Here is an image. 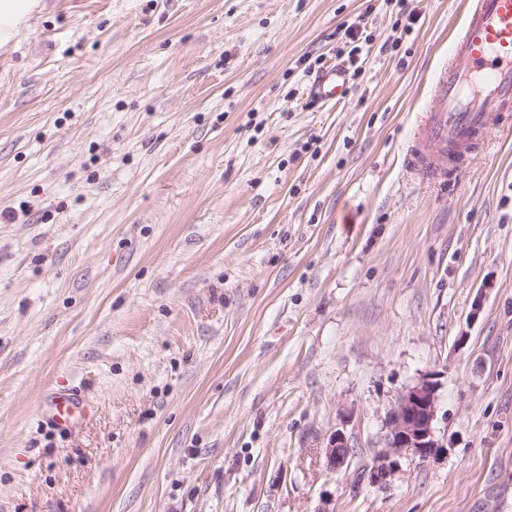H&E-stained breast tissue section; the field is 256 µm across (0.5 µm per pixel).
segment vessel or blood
<instances>
[{
	"label": "vessel or blood",
	"instance_id": "b4317fda",
	"mask_svg": "<svg viewBox=\"0 0 512 512\" xmlns=\"http://www.w3.org/2000/svg\"><path fill=\"white\" fill-rule=\"evenodd\" d=\"M348 85L343 67L322 71L315 83L318 99H342ZM434 105L426 111L406 163L416 175L447 181L477 146L487 129L512 117V0H471L462 32L451 41L448 62L436 75ZM46 421L73 424L80 401L73 393H50Z\"/></svg>",
	"mask_w": 512,
	"mask_h": 512
}]
</instances>
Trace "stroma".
I'll return each instance as SVG.
<instances>
[{"label":"stroma","mask_w":512,"mask_h":512,"mask_svg":"<svg viewBox=\"0 0 512 512\" xmlns=\"http://www.w3.org/2000/svg\"><path fill=\"white\" fill-rule=\"evenodd\" d=\"M466 8L36 0L0 44V512L512 498V128L446 184L403 165ZM432 372L439 449L372 485ZM69 385L77 425L45 427ZM348 74L341 66H332L322 71L315 83V93L318 99L331 102L342 99L346 94ZM351 453L348 437L343 431L336 430L324 448L326 469L334 474L347 470Z\"/></svg>","instance_id":"stroma-1"}]
</instances>
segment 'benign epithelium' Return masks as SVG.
<instances>
[{
  "instance_id": "benign-epithelium-1",
  "label": "benign epithelium",
  "mask_w": 512,
  "mask_h": 512,
  "mask_svg": "<svg viewBox=\"0 0 512 512\" xmlns=\"http://www.w3.org/2000/svg\"><path fill=\"white\" fill-rule=\"evenodd\" d=\"M438 389V381L431 374L398 395L387 415L383 448L368 472L371 484L388 485L401 455L410 453L423 459L439 447L434 433ZM351 453L346 434L335 431L324 448L326 469L334 474L347 470Z\"/></svg>"
}]
</instances>
